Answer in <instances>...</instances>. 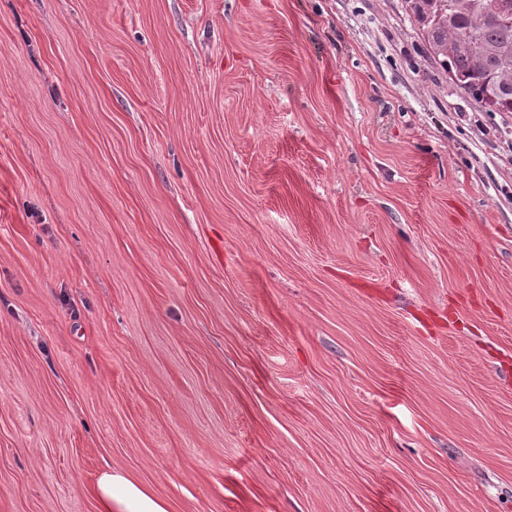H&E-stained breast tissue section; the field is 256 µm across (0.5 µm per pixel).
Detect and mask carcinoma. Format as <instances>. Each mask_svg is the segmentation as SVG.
Here are the masks:
<instances>
[{"label": "carcinoma", "instance_id": "cac0c4a2", "mask_svg": "<svg viewBox=\"0 0 512 512\" xmlns=\"http://www.w3.org/2000/svg\"><path fill=\"white\" fill-rule=\"evenodd\" d=\"M428 59L487 112L512 114V0H406Z\"/></svg>", "mask_w": 512, "mask_h": 512}]
</instances>
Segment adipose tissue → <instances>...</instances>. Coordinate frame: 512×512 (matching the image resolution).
<instances>
[{"instance_id":"obj_1","label":"adipose tissue","mask_w":512,"mask_h":512,"mask_svg":"<svg viewBox=\"0 0 512 512\" xmlns=\"http://www.w3.org/2000/svg\"><path fill=\"white\" fill-rule=\"evenodd\" d=\"M96 512H171L170 503L124 470L105 466L91 488Z\"/></svg>"}]
</instances>
